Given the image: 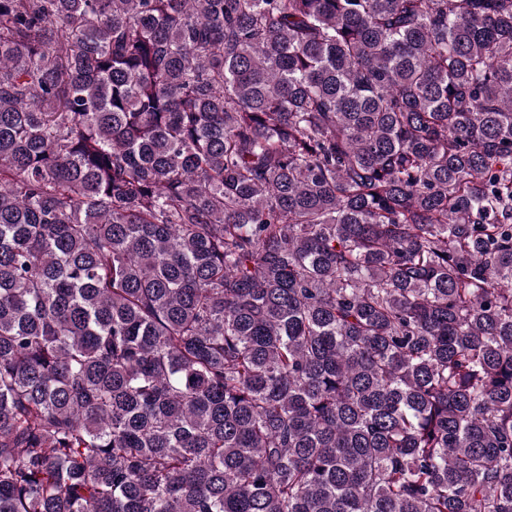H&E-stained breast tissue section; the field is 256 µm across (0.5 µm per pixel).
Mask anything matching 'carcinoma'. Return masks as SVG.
I'll return each mask as SVG.
<instances>
[{
    "label": "carcinoma",
    "mask_w": 512,
    "mask_h": 512,
    "mask_svg": "<svg viewBox=\"0 0 512 512\" xmlns=\"http://www.w3.org/2000/svg\"><path fill=\"white\" fill-rule=\"evenodd\" d=\"M0 512H512V0H0Z\"/></svg>",
    "instance_id": "obj_1"
}]
</instances>
